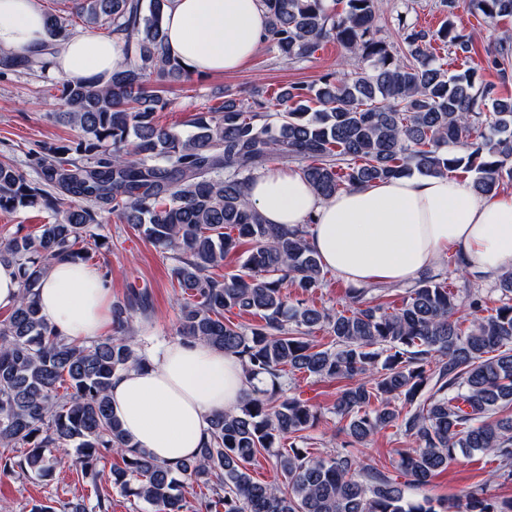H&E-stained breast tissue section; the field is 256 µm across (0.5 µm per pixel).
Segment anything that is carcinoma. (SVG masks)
Instances as JSON below:
<instances>
[{"label":"carcinoma","instance_id":"obj_1","mask_svg":"<svg viewBox=\"0 0 512 512\" xmlns=\"http://www.w3.org/2000/svg\"><path fill=\"white\" fill-rule=\"evenodd\" d=\"M165 3L75 0L79 18L122 37L124 60L104 83L59 82L63 116L80 135L30 153L37 179L0 161L1 212L53 213L39 234L20 225L0 241V261L17 267L20 288L0 322V473L48 477L52 450L74 446L73 466L95 503L49 499L29 512H112L98 485L107 453L122 461L110 468L112 487L155 512H187V481L208 491L207 512H512V499L484 493L456 507L412 494L459 453H491L500 461L491 476L512 479V266L498 278V305L472 298L465 328L455 318L458 294L437 275L419 279L398 307L365 301L363 288L348 294L343 310L318 308L310 296L325 275L304 227L266 223L245 196L254 171L278 158L301 161L304 179L324 198L413 171L470 173L478 194L512 183V97L467 71L448 75L431 52L440 41L470 58L455 10L512 19V0H443L448 21L434 32L400 15L402 54L379 36L378 0H346L341 14L326 0H261L267 43L283 61L309 62L332 39L349 70L321 76L314 110L298 84L267 100L227 94L215 112L191 120L186 136L155 123L162 99L146 87L152 73L188 77L168 51ZM71 26L52 15L48 32L65 40ZM487 63L501 82L512 79L511 34L488 49ZM33 67L45 73L51 62L0 55L5 72ZM103 213L173 252L179 340L233 354L249 380L265 382L236 411L214 415L197 454L175 467L132 443L109 396L114 374L146 363L132 331L150 309L149 292L134 289L112 305L114 334L90 341L56 333L39 314L36 288L52 264H88L92 256L81 248L88 241L109 247L97 233ZM244 242L251 249L243 272L216 273ZM232 310L263 323L235 324L224 318ZM318 327L333 336L329 346L311 338ZM295 372L348 381L332 412L346 421L350 442L364 444L389 427L410 438L415 448L399 451L393 465L406 481L348 453L313 456L299 447L318 417L286 394L285 378ZM262 452L285 486L253 478Z\"/></svg>","mask_w":512,"mask_h":512}]
</instances>
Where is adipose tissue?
<instances>
[{
  "mask_svg": "<svg viewBox=\"0 0 512 512\" xmlns=\"http://www.w3.org/2000/svg\"><path fill=\"white\" fill-rule=\"evenodd\" d=\"M164 30L171 56L196 74L238 70L267 40L260 0H167ZM47 38L39 0H0V50L31 55ZM120 58L118 38L79 33L57 42L54 68L103 80ZM246 194L266 223L306 224L321 264L358 286L411 281L449 252L487 280L512 265V192L479 194L464 178L414 174L323 199L297 169L268 165ZM36 299L48 325L78 341L101 336L111 320V288L82 264L53 265ZM146 357V366L113 375L112 406L133 443L175 465L200 448L212 415L236 410L251 385L236 356L200 342L177 340Z\"/></svg>",
  "mask_w": 512,
  "mask_h": 512,
  "instance_id": "ef3b65f1",
  "label": "adipose tissue"
}]
</instances>
